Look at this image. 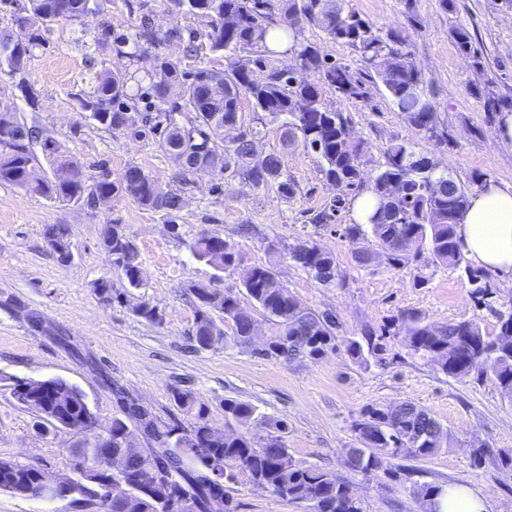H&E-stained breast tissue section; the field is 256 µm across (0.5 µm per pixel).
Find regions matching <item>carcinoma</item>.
Instances as JSON below:
<instances>
[{"mask_svg": "<svg viewBox=\"0 0 512 512\" xmlns=\"http://www.w3.org/2000/svg\"><path fill=\"white\" fill-rule=\"evenodd\" d=\"M97 0H29V15L17 21L18 31H0V71L27 80V63L33 49L40 45V29L60 19L75 20L91 10ZM184 12L198 18L209 13L219 19L206 23L207 31L191 33L187 52L196 54L208 46L214 54L227 56L241 51L274 54L267 47L265 35L279 29L292 40L289 50L299 65L316 75V80L302 84L279 69L270 68L261 77L247 61H231L227 70L198 67L185 74L179 63L166 56L155 57V69L142 72L133 68L137 56L150 47L181 37L174 24L164 28L143 17L130 34L112 37V66L93 87L79 98L83 111L98 126L112 132L150 135L160 149L178 167L183 156L205 158L219 166V175L238 177L247 187L258 190L273 184L282 195H295V184L284 178V160L279 154L257 156L253 135L242 132L229 145L218 148L213 139L217 129L238 125L239 101L251 97L254 111L281 123L287 146L300 144L316 153L321 173L327 181L341 185L343 195L312 218L314 224H329L345 204V197L367 190L377 199V207L368 224H349L345 237L356 245L353 260L368 267L383 255L393 265L409 261L412 254L426 253L436 266H446L461 273L483 294L487 288L485 274L469 263L457 238L456 226L469 203V188L439 171L431 158L415 150L410 141L391 143L385 161L371 170L369 146L350 137L349 114L324 106L322 92L329 87L344 99H361L363 83L351 68L332 62L321 46L298 38L299 30L288 24L299 17L319 29L334 43L348 45L360 56L365 69L374 73L387 98L417 133L443 138L435 107L418 70L411 60L405 37L397 32L383 34L372 22L352 8L346 0H185ZM205 37L207 44L198 42ZM458 50L476 57L477 48L469 29L463 24L451 27ZM146 88L152 99L146 112L138 109L130 93L132 85ZM191 115L183 124L179 117ZM8 128L0 131V184H9L38 194L50 201L93 204L104 194L127 195L141 207L172 217L182 207V196L160 192L156 180L137 166L128 167L116 181L92 180L71 155L54 146L45 153L50 175L33 177V155L29 143L35 131L14 117L0 116ZM118 225L105 226L101 244L112 255L118 254L116 268L128 288L141 286L140 260L135 246L122 240ZM373 238L376 247L363 244ZM189 249L192 256L218 271H239L242 288L266 313L278 319L279 335L271 338L267 358L294 360L302 357L320 359L339 351L357 364L384 351L381 337L366 332L337 340L336 320L328 313H315L305 307L265 265H244L235 246L216 235L194 238ZM294 263L317 282L339 286L343 273L333 254L307 242L290 252ZM220 310L233 326V336L224 333L212 309L196 305L192 336L199 348L229 342L245 346L254 317L240 300L224 294ZM404 347L411 354L436 363L439 371L464 379L475 373L495 381L501 397L512 403V343L504 348L496 337L486 335L474 319L434 323L412 312L400 319ZM59 378L17 381L12 387L16 401L39 413L42 420L75 427L93 415L83 393L71 386L67 399L58 398ZM123 416L112 419V438H118L130 421L139 418L134 407H125L128 397L116 392ZM176 405L191 416L188 427L167 424L152 417L157 435L174 436L168 448H129L128 464L133 469L161 465L172 477L186 486L196 502L197 512H234L227 491L216 493L207 484L210 470L224 467L226 477L234 479L244 472L250 480L262 484L272 494L293 503L313 504L314 512H362L349 481L313 465L292 459L283 442L287 423L278 421L263 436L230 433L213 442L211 453L198 457L192 453L195 443L209 436L208 407L191 392L173 395ZM225 417L246 424L254 419L255 408L243 401L224 402ZM355 445L347 451V465L354 472L373 474L395 458H424L451 447L453 435L422 407L403 401L388 407L365 406L355 423ZM48 474L44 468L24 466L0 459V490L18 494L23 488L36 490Z\"/></svg>", "mask_w": 512, "mask_h": 512, "instance_id": "obj_1", "label": "carcinoma"}]
</instances>
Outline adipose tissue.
I'll list each match as a JSON object with an SVG mask.
<instances>
[{
	"label": "adipose tissue",
	"instance_id": "1",
	"mask_svg": "<svg viewBox=\"0 0 512 512\" xmlns=\"http://www.w3.org/2000/svg\"><path fill=\"white\" fill-rule=\"evenodd\" d=\"M456 233L474 265L512 278V184L491 182L477 189Z\"/></svg>",
	"mask_w": 512,
	"mask_h": 512
}]
</instances>
